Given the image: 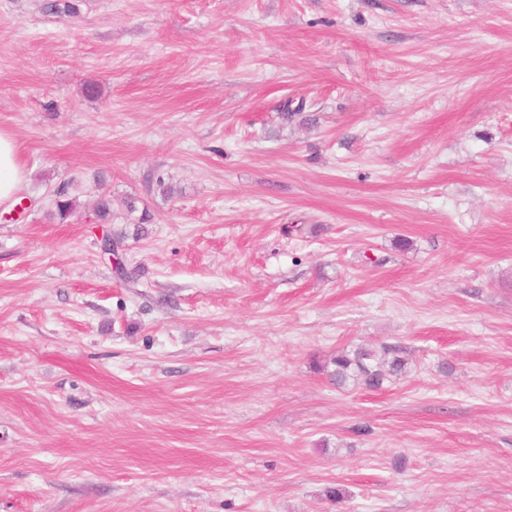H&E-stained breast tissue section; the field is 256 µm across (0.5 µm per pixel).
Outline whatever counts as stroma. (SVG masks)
Wrapping results in <instances>:
<instances>
[{
    "label": "stroma",
    "instance_id": "1",
    "mask_svg": "<svg viewBox=\"0 0 512 512\" xmlns=\"http://www.w3.org/2000/svg\"><path fill=\"white\" fill-rule=\"evenodd\" d=\"M73 2L0 0V512H512V0ZM25 175L16 141L8 133L0 131V207L13 202ZM70 186V182H63L54 190V215H56L59 221L65 220L76 205V200L71 197L69 191ZM399 353L397 349L387 347L380 351L357 347L339 352L323 363L315 362L313 368L336 386L361 384L367 388H379L387 377L407 372V362Z\"/></svg>",
    "mask_w": 512,
    "mask_h": 512
}]
</instances>
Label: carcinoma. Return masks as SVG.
Segmentation results:
<instances>
[{
  "mask_svg": "<svg viewBox=\"0 0 512 512\" xmlns=\"http://www.w3.org/2000/svg\"><path fill=\"white\" fill-rule=\"evenodd\" d=\"M54 205V215L61 221L65 220L76 205V199L70 194V183L63 182L54 190ZM313 368L338 386L361 384L367 388H378L387 377L405 374L407 362L393 348L384 347L379 351L357 347L342 351L323 363L315 362Z\"/></svg>",
  "mask_w": 512,
  "mask_h": 512,
  "instance_id": "carcinoma-1",
  "label": "carcinoma"
}]
</instances>
